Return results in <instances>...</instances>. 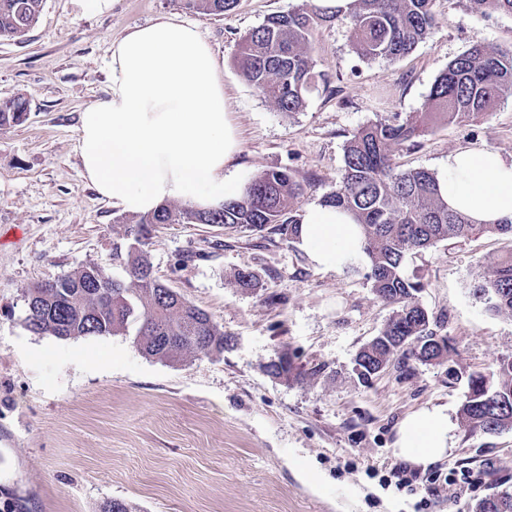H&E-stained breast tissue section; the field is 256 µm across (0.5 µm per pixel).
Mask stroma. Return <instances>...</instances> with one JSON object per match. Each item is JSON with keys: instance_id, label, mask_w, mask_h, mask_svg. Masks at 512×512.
<instances>
[{"instance_id": "obj_1", "label": "stroma", "mask_w": 512, "mask_h": 512, "mask_svg": "<svg viewBox=\"0 0 512 512\" xmlns=\"http://www.w3.org/2000/svg\"><path fill=\"white\" fill-rule=\"evenodd\" d=\"M302 2L238 0L208 17L177 0H112L102 12L45 0L22 41H0V99L29 102L23 123L0 127V512H100L113 498L138 512H475L488 473H512V429L474 434L460 416L469 375L512 358V313L471 292L512 251L506 235L451 238L409 259L407 273L425 282L419 302L452 348L368 383L354 358L392 309L364 273L319 270L297 243L218 224L157 225L146 252L160 280L233 336L224 354L166 362L128 336L60 340L23 325L33 284L87 264L123 274L127 227L82 176L77 128L106 98L110 48L128 29L163 17L197 25L224 63L234 166L251 177L288 169L306 187L303 207L335 191L359 128L423 111L439 73L475 41L512 46V16L476 15L466 0H436L435 32L397 61L359 58L348 23H325L309 43L324 81L288 114L240 77L235 57L245 33ZM466 148L512 160V96L476 123L435 122L394 160L435 173ZM240 270L258 272L262 288H236ZM283 352L303 378L268 373ZM433 406L452 424L449 450L420 476L456 481L397 489L387 480L397 427Z\"/></svg>"}]
</instances>
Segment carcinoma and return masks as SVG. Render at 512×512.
<instances>
[{
	"label": "carcinoma",
	"mask_w": 512,
	"mask_h": 512,
	"mask_svg": "<svg viewBox=\"0 0 512 512\" xmlns=\"http://www.w3.org/2000/svg\"><path fill=\"white\" fill-rule=\"evenodd\" d=\"M481 16L490 12L512 15V0H466ZM184 8L203 16H222L237 0H181ZM435 0H354L345 10L304 4L288 13H275L249 31L238 44L240 76L282 112H298L306 93L321 79L308 52L312 31L334 21L350 24L358 57L399 60L426 39L436 26ZM44 0H0V40H20L38 21ZM512 94V48H492L474 42L448 63L436 79L425 110L400 121L384 117L359 128L345 148L344 170L336 191L323 202L348 211L361 225L367 274L377 295L393 307L382 333L356 354L354 369L367 382L396 355L409 359L417 353L437 361L448 353V337L431 328L428 312L418 301L425 288L422 278L408 277L403 267L408 255L448 238L476 232L512 235L505 224H471L448 210L436 188V175L426 169L398 170L392 147L414 146L435 120L475 122ZM28 101L20 96L0 100V127L26 120ZM303 187L286 168H271L252 178L239 199L199 209L190 204L164 203L136 216L121 215L132 243L126 277L115 278L99 266L85 265L71 274L39 282L27 289L33 309L24 327L35 334L60 340L84 336L132 337L139 351L169 362L188 355L222 354L232 336L204 310L157 279L143 251L157 224H222L246 227L296 240L300 217L294 207ZM260 275L240 270L237 287H260ZM473 294L495 313L512 312V256L474 278ZM276 378L296 380L288 355L267 366ZM461 416L472 433H497L512 428V359L499 361L485 378L469 376ZM476 512H512V493L481 499Z\"/></svg>",
	"instance_id": "obj_1"
}]
</instances>
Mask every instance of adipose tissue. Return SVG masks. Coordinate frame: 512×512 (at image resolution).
Segmentation results:
<instances>
[{
  "label": "adipose tissue",
  "mask_w": 512,
  "mask_h": 512,
  "mask_svg": "<svg viewBox=\"0 0 512 512\" xmlns=\"http://www.w3.org/2000/svg\"><path fill=\"white\" fill-rule=\"evenodd\" d=\"M82 175L122 212L147 214L170 200L207 208L242 196L231 162L239 150L220 64L195 25L173 18L129 29L112 43L109 94L86 108L77 129ZM450 210L474 224L512 220V161L488 149L449 153L437 176ZM297 244L313 265L339 271L363 255V236L345 211L313 203ZM443 408L404 418L396 454L428 467L448 450Z\"/></svg>",
  "instance_id": "adipose-tissue-1"
}]
</instances>
